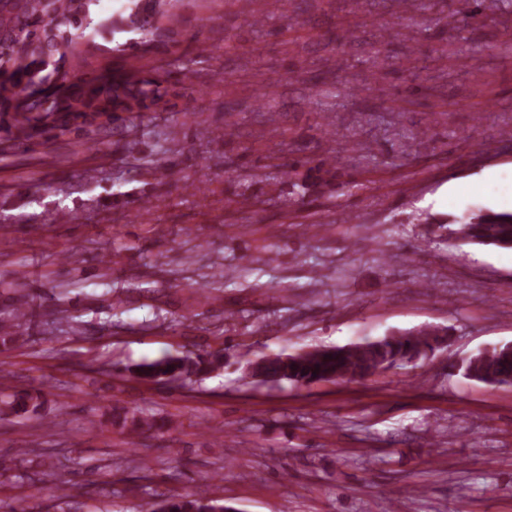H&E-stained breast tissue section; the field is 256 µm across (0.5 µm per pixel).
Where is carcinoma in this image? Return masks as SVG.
Returning a JSON list of instances; mask_svg holds the SVG:
<instances>
[{
  "label": "carcinoma",
  "mask_w": 512,
  "mask_h": 512,
  "mask_svg": "<svg viewBox=\"0 0 512 512\" xmlns=\"http://www.w3.org/2000/svg\"><path fill=\"white\" fill-rule=\"evenodd\" d=\"M99 0H0V153L43 145L52 134L119 133L147 112H176L178 101L194 91L186 72L143 64L145 54L183 27L179 7L185 0H131L129 11L95 14ZM93 28L104 40L134 33L138 38L113 48L123 64L85 72L74 60ZM341 169L322 161L291 182L292 192L330 187ZM453 231L465 243L512 248V211H480L457 220ZM33 310L17 308V323L0 324V340L18 339ZM444 329L389 333L349 347L272 355L257 364L273 382L295 387L338 379H364L383 364L404 366L428 356L447 342ZM224 365V353L169 355L127 368L137 379L156 383L186 380ZM467 376L493 384L512 380V352L504 347L463 360ZM42 396L28 391L0 395V420L36 413ZM110 423L130 434L161 432L172 421H145L124 406L107 409ZM142 512H237L206 491L171 494L148 502Z\"/></svg>",
  "instance_id": "obj_1"
}]
</instances>
